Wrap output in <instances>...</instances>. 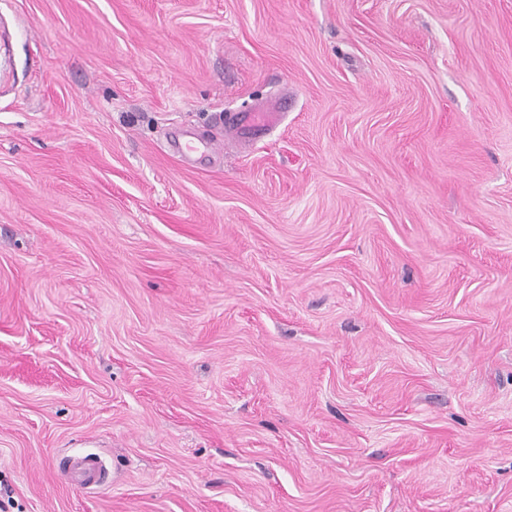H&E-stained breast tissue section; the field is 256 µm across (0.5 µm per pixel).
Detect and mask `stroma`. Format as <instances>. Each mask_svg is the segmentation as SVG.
<instances>
[{
  "label": "stroma",
  "instance_id": "1",
  "mask_svg": "<svg viewBox=\"0 0 512 512\" xmlns=\"http://www.w3.org/2000/svg\"><path fill=\"white\" fill-rule=\"evenodd\" d=\"M0 512H512V0H0ZM278 115L279 112L274 111L244 112L232 114L228 116V120L232 124H237L233 130L236 136L247 137L274 124ZM68 473L80 486H95L105 479V466L95 454L76 456L68 464Z\"/></svg>",
  "mask_w": 512,
  "mask_h": 512
}]
</instances>
